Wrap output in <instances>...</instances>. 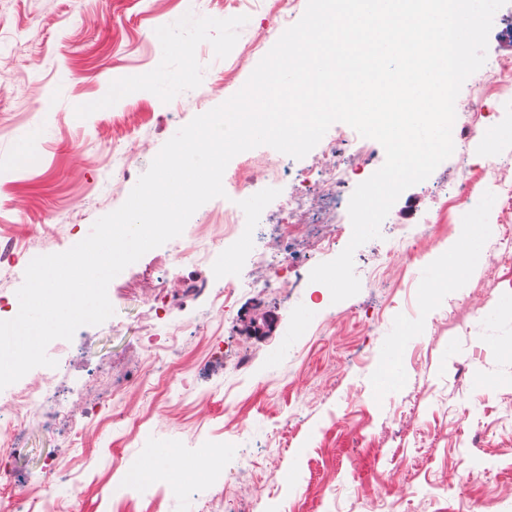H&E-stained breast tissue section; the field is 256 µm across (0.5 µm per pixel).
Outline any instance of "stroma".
<instances>
[{
  "mask_svg": "<svg viewBox=\"0 0 512 512\" xmlns=\"http://www.w3.org/2000/svg\"><path fill=\"white\" fill-rule=\"evenodd\" d=\"M278 17L277 0H0V255L28 262L86 237L181 127L244 86L272 47L257 36ZM155 27L165 41L148 40ZM508 55L512 0L493 19L485 84ZM188 66L193 78L170 89L143 81ZM487 105L501 138L491 147L455 140L400 195L380 237L354 253L359 293L338 303L309 276L331 259L322 239L348 245L347 208L317 202L279 242L280 203L316 155L251 149L267 181L261 222L247 220L225 244L233 200L208 201L181 243L148 251L110 282L112 317L48 345L61 364L58 396L81 412L19 435L12 483L56 512H238L252 498L259 512H512V268L489 261L503 232L497 212L477 211L463 231L449 206L425 255L410 264L395 248V226L417 224L454 188L462 157L512 156V94ZM131 129L148 150L119 179L112 150L127 147ZM266 243L293 258L286 288L241 289L213 313L214 267L265 279L249 256ZM444 264L462 267L464 280L426 295L421 283ZM166 328L179 341L163 387L150 391L142 339ZM113 379L125 386L119 403L85 414ZM74 427L79 449L68 444ZM205 445L222 451L211 462L222 481L198 469ZM45 470L58 480L34 484Z\"/></svg>",
  "mask_w": 512,
  "mask_h": 512,
  "instance_id": "obj_1",
  "label": "stroma"
}]
</instances>
